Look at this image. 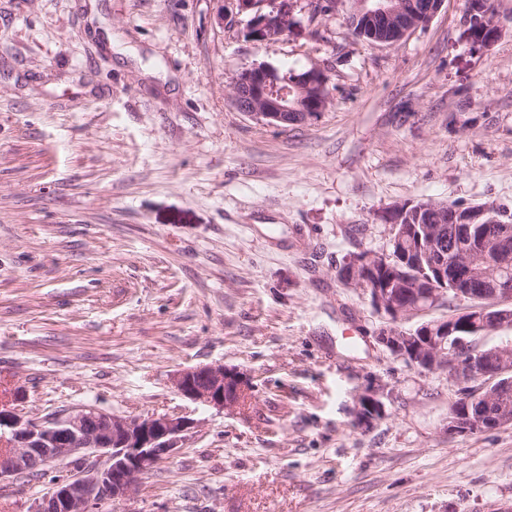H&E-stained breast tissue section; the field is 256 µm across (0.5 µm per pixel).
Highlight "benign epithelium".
<instances>
[{"instance_id":"7a95c632","label":"benign epithelium","mask_w":512,"mask_h":512,"mask_svg":"<svg viewBox=\"0 0 512 512\" xmlns=\"http://www.w3.org/2000/svg\"><path fill=\"white\" fill-rule=\"evenodd\" d=\"M221 20L245 22V36L263 43L292 30L305 28L320 17L317 0L308 3L307 20L294 14V0H227ZM444 0H350L349 19L367 15L380 22L389 36L372 37V43L392 45L426 25ZM472 41L488 46L500 36L499 26L488 0H469L466 12ZM232 100L236 108L269 126L286 128L317 118L330 101L327 70L310 68L292 79H282L279 70L268 64L246 68L231 78ZM395 222L416 215L432 224L423 250L438 254L433 265L439 280L418 295L417 304L438 301L439 285L448 277L464 288V296L482 301L476 308L467 305L450 318L435 320L415 333L402 323L411 314L401 301L397 280L382 283L378 269L388 265V253L364 251L351 257L341 272L342 284L368 295L371 305L384 315L385 324L376 339L397 359L422 372L446 371L461 388L448 409V434H469L487 430L495 420L486 414L500 402V387L486 383L472 392L465 384L487 375L482 360L461 364L453 356L450 339L464 344V335H488L512 329V279L484 278L474 267V256L490 266L512 263V234L506 232L489 242L483 225L497 223L495 206H450L446 203L419 202L393 208ZM457 224L460 234L473 242L472 249L442 248L440 225ZM185 399L227 411L241 407L246 383L238 373L222 365L186 368L174 380ZM198 421L185 415L163 414L121 416L93 405L79 406L55 417L31 418L8 401L0 403V481L16 480L35 471L49 474L57 469L63 476L49 481L48 491L37 499L30 512H97L104 501H122L141 477L164 459L173 457L180 442Z\"/></svg>"}]
</instances>
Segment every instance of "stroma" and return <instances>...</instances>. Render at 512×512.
Listing matches in <instances>:
<instances>
[{
  "label": "stroma",
  "instance_id": "1",
  "mask_svg": "<svg viewBox=\"0 0 512 512\" xmlns=\"http://www.w3.org/2000/svg\"><path fill=\"white\" fill-rule=\"evenodd\" d=\"M491 3L479 48L464 0L394 45L343 7L256 45L224 0H0V391L33 418L199 422L98 512H512V426L448 434L455 381L395 359L337 278L396 205L512 212V0ZM260 63L325 68L327 109L240 112L231 78ZM198 365L238 371L245 404L181 397ZM46 489L0 482V512Z\"/></svg>",
  "mask_w": 512,
  "mask_h": 512
}]
</instances>
